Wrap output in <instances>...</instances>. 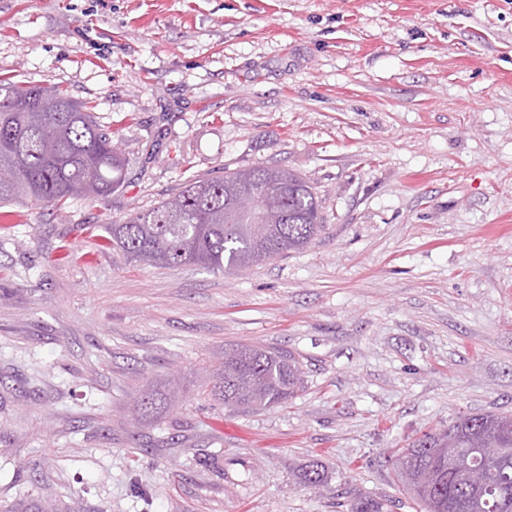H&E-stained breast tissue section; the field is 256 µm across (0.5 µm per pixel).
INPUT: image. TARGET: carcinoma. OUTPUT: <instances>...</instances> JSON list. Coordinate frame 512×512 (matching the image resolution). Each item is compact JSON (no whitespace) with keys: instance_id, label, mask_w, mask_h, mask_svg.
I'll return each instance as SVG.
<instances>
[{"instance_id":"1","label":"carcinoma","mask_w":512,"mask_h":512,"mask_svg":"<svg viewBox=\"0 0 512 512\" xmlns=\"http://www.w3.org/2000/svg\"><path fill=\"white\" fill-rule=\"evenodd\" d=\"M15 169L14 180L0 183V208L20 202L32 210L62 208L77 197L105 198L121 187L124 160L112 133L93 113L54 86H21L0 79V166ZM277 169L258 165L229 171L219 178L187 181L174 196L147 210H136L113 224L93 227L106 244L132 262L158 267L197 265L232 271L307 247L324 229L312 186L291 174L293 186L281 200L278 224L253 225L250 217L228 219V196L241 189L261 191ZM219 396L227 408L250 411L280 405L304 388L301 364L290 352L263 345H240L224 351L218 369ZM462 448L497 445L512 449L511 414L460 415L448 428L416 439L408 451L407 473L397 481L425 509L445 512L448 493L459 499L478 496L468 478L454 472L448 440ZM496 486L494 512H512V452L480 463ZM324 473L312 462L303 483L319 486ZM349 512H387L371 496L355 499Z\"/></svg>"}]
</instances>
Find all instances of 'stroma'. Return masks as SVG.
Listing matches in <instances>:
<instances>
[{
  "mask_svg": "<svg viewBox=\"0 0 512 512\" xmlns=\"http://www.w3.org/2000/svg\"><path fill=\"white\" fill-rule=\"evenodd\" d=\"M1 78L95 112L125 179L0 214V512H420L398 450L512 414V0H0ZM258 164L311 182L308 247L165 269L88 232ZM237 344L304 389L226 408Z\"/></svg>",
  "mask_w": 512,
  "mask_h": 512,
  "instance_id": "1",
  "label": "stroma"
}]
</instances>
